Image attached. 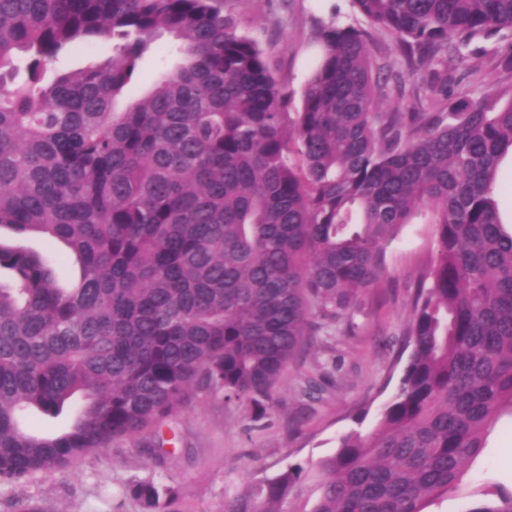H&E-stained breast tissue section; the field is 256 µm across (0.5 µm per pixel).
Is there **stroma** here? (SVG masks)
<instances>
[{
    "label": "stroma",
    "instance_id": "stroma-1",
    "mask_svg": "<svg viewBox=\"0 0 512 512\" xmlns=\"http://www.w3.org/2000/svg\"><path fill=\"white\" fill-rule=\"evenodd\" d=\"M239 15L242 32L287 75L296 109L318 57L317 26L332 15L344 25L369 26L350 0H246ZM436 256L434 225H403L386 249L382 287L363 299L354 335L316 336L282 374L264 419L254 420L244 405L223 395L197 394L163 428L175 439L173 456L159 457L149 433L134 442L119 440L79 460L73 472L0 486V512H15L17 500L27 498L46 502L53 512H143L128 488L147 479L177 484L180 512H222L226 497L294 463L309 469V490L298 503L300 512H309L311 488L320 481L318 461L335 452L344 434L372 431L397 390L411 352L406 330L413 296ZM317 370L334 381L323 394H306V381ZM508 490L512 414L505 412L458 484L424 512H468Z\"/></svg>",
    "mask_w": 512,
    "mask_h": 512
}]
</instances>
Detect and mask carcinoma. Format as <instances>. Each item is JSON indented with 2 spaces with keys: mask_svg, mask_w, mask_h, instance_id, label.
<instances>
[{
  "mask_svg": "<svg viewBox=\"0 0 512 512\" xmlns=\"http://www.w3.org/2000/svg\"><path fill=\"white\" fill-rule=\"evenodd\" d=\"M371 29L320 24L302 104L224 0H0V484L47 478L162 427L194 395L264 417L289 362L328 328H358L398 229L435 226L412 350L373 433L318 462L310 512H423L512 412V229L499 165L512 154V0H352ZM390 37L401 60L376 54ZM167 35L165 68L118 100ZM499 38L508 81L470 97L448 64ZM112 44V55L97 51ZM84 67L45 72L66 49ZM26 70L18 81L16 74ZM405 111L383 112L392 93ZM29 238L62 244L59 278ZM70 427L37 434L25 412ZM287 465L224 512H301ZM146 512L178 489L129 486ZM467 512H512V491Z\"/></svg>",
  "mask_w": 512,
  "mask_h": 512,
  "instance_id": "1",
  "label": "carcinoma"
}]
</instances>
